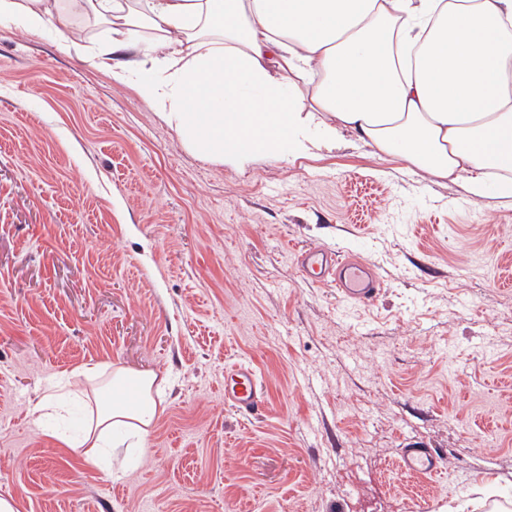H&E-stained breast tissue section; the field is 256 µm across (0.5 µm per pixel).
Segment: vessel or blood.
I'll use <instances>...</instances> for the list:
<instances>
[{"instance_id":"obj_1","label":"vessel or blood","mask_w":512,"mask_h":512,"mask_svg":"<svg viewBox=\"0 0 512 512\" xmlns=\"http://www.w3.org/2000/svg\"><path fill=\"white\" fill-rule=\"evenodd\" d=\"M297 261L306 278L335 288L343 301L371 304L380 297L384 283L376 272L355 258L320 249L309 248ZM224 401L245 413L258 412L265 404L254 369L244 363H233L224 369ZM402 460L407 471L436 475L440 458L429 448H406Z\"/></svg>"}]
</instances>
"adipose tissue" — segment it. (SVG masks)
<instances>
[{"label":"adipose tissue","instance_id":"ef3b65f1","mask_svg":"<svg viewBox=\"0 0 512 512\" xmlns=\"http://www.w3.org/2000/svg\"><path fill=\"white\" fill-rule=\"evenodd\" d=\"M78 11L112 34L89 63L209 162L303 155L348 130L472 199L492 185L512 200V0H0V25L50 27L77 50ZM82 379L85 461L143 444L157 374L95 365L61 385Z\"/></svg>","mask_w":512,"mask_h":512}]
</instances>
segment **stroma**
<instances>
[{
	"label": "stroma",
	"mask_w": 512,
	"mask_h": 512,
	"mask_svg": "<svg viewBox=\"0 0 512 512\" xmlns=\"http://www.w3.org/2000/svg\"><path fill=\"white\" fill-rule=\"evenodd\" d=\"M361 258L352 306L295 253ZM249 362L262 414L224 403ZM167 380L101 467L33 411L84 365ZM438 476L406 471L409 445ZM0 498L18 512H512V203L351 132L240 170L53 30L0 26ZM404 467L410 472L437 475L441 471L440 458L431 448H403Z\"/></svg>",
	"instance_id": "35a3bbf8"
}]
</instances>
